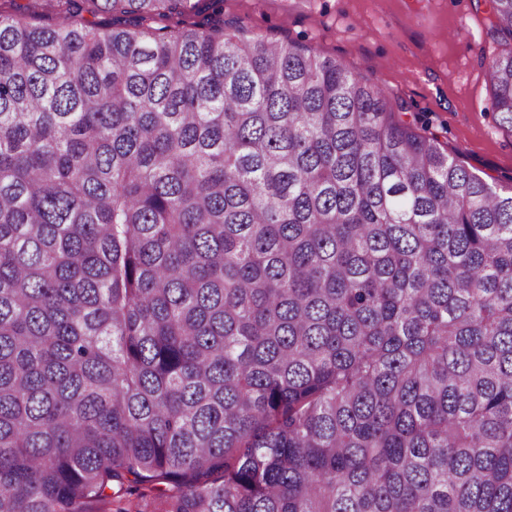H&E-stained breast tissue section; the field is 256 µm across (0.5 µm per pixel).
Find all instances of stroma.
Instances as JSON below:
<instances>
[{
	"instance_id": "obj_1",
	"label": "stroma",
	"mask_w": 512,
	"mask_h": 512,
	"mask_svg": "<svg viewBox=\"0 0 512 512\" xmlns=\"http://www.w3.org/2000/svg\"><path fill=\"white\" fill-rule=\"evenodd\" d=\"M489 0H224L227 31L311 48L344 61L418 116L460 162L500 189L512 187V132L490 108L484 58Z\"/></svg>"
}]
</instances>
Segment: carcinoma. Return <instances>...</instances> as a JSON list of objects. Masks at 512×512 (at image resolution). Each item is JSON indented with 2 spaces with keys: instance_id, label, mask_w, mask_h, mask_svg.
Masks as SVG:
<instances>
[{
  "instance_id": "carcinoma-1",
  "label": "carcinoma",
  "mask_w": 512,
  "mask_h": 512,
  "mask_svg": "<svg viewBox=\"0 0 512 512\" xmlns=\"http://www.w3.org/2000/svg\"><path fill=\"white\" fill-rule=\"evenodd\" d=\"M42 5L0 11V512H512V188L223 0Z\"/></svg>"
}]
</instances>
